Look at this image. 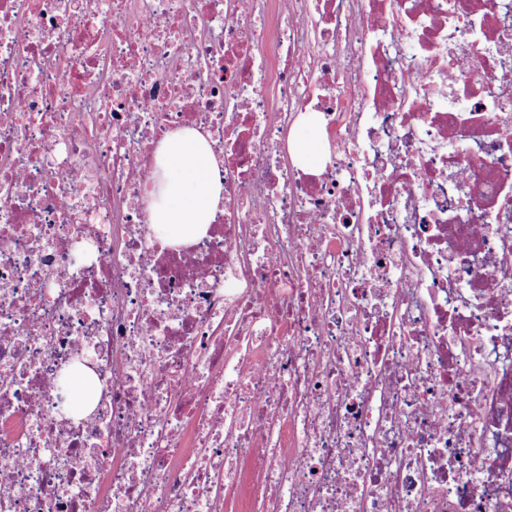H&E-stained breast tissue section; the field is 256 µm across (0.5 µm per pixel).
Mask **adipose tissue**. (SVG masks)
Here are the masks:
<instances>
[{
	"label": "adipose tissue",
	"mask_w": 512,
	"mask_h": 512,
	"mask_svg": "<svg viewBox=\"0 0 512 512\" xmlns=\"http://www.w3.org/2000/svg\"><path fill=\"white\" fill-rule=\"evenodd\" d=\"M150 222L170 242H183L208 230L223 201L220 164L208 141L185 128L168 135L157 149Z\"/></svg>",
	"instance_id": "adipose-tissue-1"
}]
</instances>
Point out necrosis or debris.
I'll list each match as a JSON object with an SVG mask.
<instances>
[{
    "instance_id": "4bbe7bcc",
    "label": "necrosis or debris",
    "mask_w": 512,
    "mask_h": 512,
    "mask_svg": "<svg viewBox=\"0 0 512 512\" xmlns=\"http://www.w3.org/2000/svg\"><path fill=\"white\" fill-rule=\"evenodd\" d=\"M511 104L512 0H0V512H512ZM150 224L163 239L183 242L206 233L223 201L220 164L208 141L185 128L157 149ZM290 139L296 148L295 155L303 166L315 167L320 164L321 145L313 133L309 135L307 131L306 136H304L302 132H300V129H295L290 134ZM296 143H298L299 146H297Z\"/></svg>"
}]
</instances>
